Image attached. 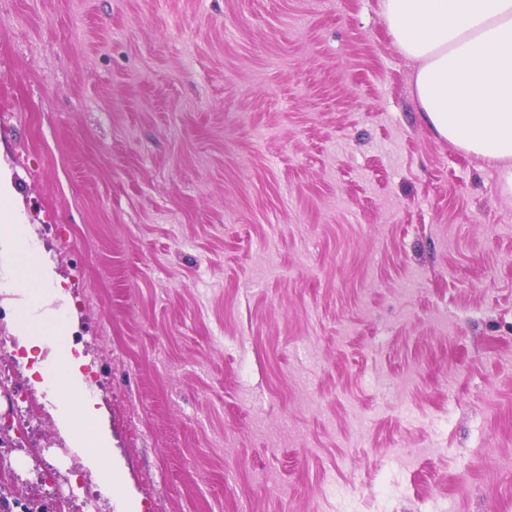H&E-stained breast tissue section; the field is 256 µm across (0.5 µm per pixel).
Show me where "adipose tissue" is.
Here are the masks:
<instances>
[{
    "label": "adipose tissue",
    "instance_id": "1",
    "mask_svg": "<svg viewBox=\"0 0 512 512\" xmlns=\"http://www.w3.org/2000/svg\"><path fill=\"white\" fill-rule=\"evenodd\" d=\"M381 16L400 52L417 65L415 96L422 118L457 149L499 163L504 191L512 192V0H381ZM10 171L0 167V263L23 297L13 328L18 347L33 353L54 345L72 320L52 304L67 300L52 261L35 248L17 213ZM88 360L68 345L49 379L66 398V435L90 448L93 473L112 482V439L102 411L83 396Z\"/></svg>",
    "mask_w": 512,
    "mask_h": 512
}]
</instances>
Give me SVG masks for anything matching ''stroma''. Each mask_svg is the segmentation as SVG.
<instances>
[{"instance_id":"35a3bbf8","label":"stroma","mask_w":512,"mask_h":512,"mask_svg":"<svg viewBox=\"0 0 512 512\" xmlns=\"http://www.w3.org/2000/svg\"><path fill=\"white\" fill-rule=\"evenodd\" d=\"M381 0H0V164L111 430L15 348L0 481L73 512H512V195L437 138ZM88 364L83 350L77 345H68L62 355L60 363L54 369L48 379L42 370L35 365L30 371L34 374L39 371L44 382L51 384L55 391L67 402L68 415L63 423V431L66 435L76 438L85 448H91L89 454L93 465V474L97 480L112 490V439L101 426L102 410L97 407V402L89 397L74 400V397L82 394L83 385L87 375L85 367ZM69 393L73 397H69ZM99 449L102 452H99Z\"/></svg>"}]
</instances>
